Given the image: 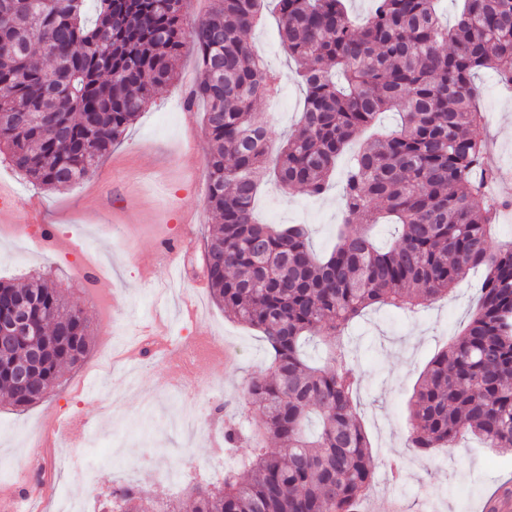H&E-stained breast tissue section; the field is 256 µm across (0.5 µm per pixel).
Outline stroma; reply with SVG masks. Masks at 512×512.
<instances>
[{
    "label": "stroma",
    "mask_w": 512,
    "mask_h": 512,
    "mask_svg": "<svg viewBox=\"0 0 512 512\" xmlns=\"http://www.w3.org/2000/svg\"><path fill=\"white\" fill-rule=\"evenodd\" d=\"M250 39L266 63L285 76L280 93L257 105L276 144L297 122L304 95L290 76L295 63L272 13H265ZM175 71L176 80L159 91L84 180L47 190L0 161V191L13 199L0 222V280L21 284L34 273L46 274L85 311L92 334L89 355L65 372L49 401L18 409L0 395V490L17 486L47 422L81 418L100 430L97 445L80 438H59L55 445L94 467L97 489L89 491L80 468L71 469L59 475L65 499L88 501V512H98L116 486L139 483L161 496L174 493L168 471L184 464L211 470L224 460V420L212 418L214 400L223 399L225 415L241 410L245 381L268 368L269 350L260 333L226 318L206 278L190 275L203 264L205 238L217 217L206 203L209 142L203 108L186 104L198 74L192 48L184 49ZM476 84L491 155L511 172L495 192L512 199V88L488 72ZM338 196L335 187L314 198L267 182L255 213L266 224L306 225L321 256L334 246L342 221ZM171 240L185 244L175 258L161 252ZM148 263L153 266L149 276L144 273ZM480 277L470 272L452 297L414 312L367 309L346 330L344 341L361 377L356 411L376 465L361 512H389L396 498L404 512H483L492 492L512 489V454L465 437L454 448L422 457L406 441L409 400L419 375L467 324ZM149 326L164 333L168 345L212 337L226 352L198 357L191 387L158 354L128 369L114 354ZM188 404L201 419L212 420L211 430L169 427L172 413ZM146 453L153 462L143 461Z\"/></svg>",
    "instance_id": "obj_1"
}]
</instances>
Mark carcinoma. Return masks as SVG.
Returning a JSON list of instances; mask_svg holds the SVG:
<instances>
[{"label": "carcinoma", "mask_w": 512, "mask_h": 512, "mask_svg": "<svg viewBox=\"0 0 512 512\" xmlns=\"http://www.w3.org/2000/svg\"><path fill=\"white\" fill-rule=\"evenodd\" d=\"M84 2L0 0L9 17L0 29V154L47 189L83 180L171 82L192 43L199 75L186 101L205 106L206 202L221 220L207 240L205 277L224 313L259 330L272 356L271 374L245 383L249 406L224 427V472H183L192 512H352L375 465L354 408L360 375L341 336L365 309L416 310L479 267L477 309L423 371L408 441L427 453L470 433L512 451V242L489 250L512 202L490 191L500 169L475 83L491 69L512 85V0H464L451 25L440 0H373L360 24L344 0H273L305 90L297 127L278 147L282 189L323 195L349 142L381 113L401 116L400 127L351 157L345 219L322 258L304 227L253 219L271 148L253 106L278 90L280 76L248 35L268 0H217L198 21L185 0H96L88 22ZM384 215L400 233L383 249L371 229ZM23 301L39 337L0 348V392L18 408L50 399L91 348L83 309L48 280L0 282V315ZM323 333L328 348L312 364L303 344ZM34 349L41 358L20 386L12 365ZM177 502L127 485L106 507L180 512Z\"/></svg>", "instance_id": "carcinoma-1"}]
</instances>
